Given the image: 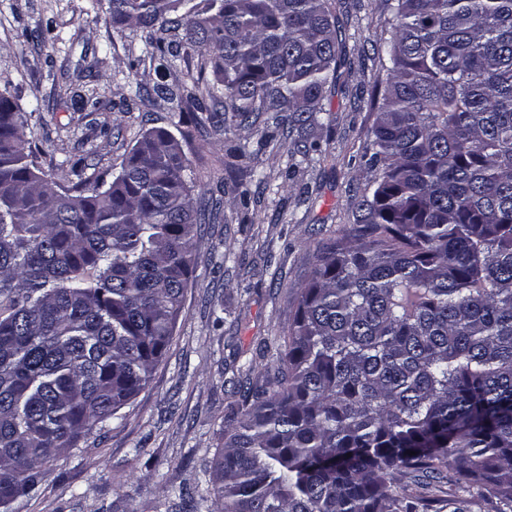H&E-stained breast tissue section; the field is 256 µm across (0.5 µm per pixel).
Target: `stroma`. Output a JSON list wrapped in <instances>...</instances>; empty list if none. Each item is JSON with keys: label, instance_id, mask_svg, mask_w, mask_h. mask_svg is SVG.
<instances>
[{"label": "stroma", "instance_id": "stroma-1", "mask_svg": "<svg viewBox=\"0 0 512 512\" xmlns=\"http://www.w3.org/2000/svg\"><path fill=\"white\" fill-rule=\"evenodd\" d=\"M336 15L354 67L328 90L329 122L313 134L324 162L289 172L288 139L258 151V126L230 123L210 144L183 142L196 179L223 197L224 216L201 227L200 259L170 347L119 419L48 462L36 492L10 512H179L182 489L199 512H212L208 469L231 392L224 360L280 343L318 247L353 224L356 192L372 177L361 155L381 76L369 58L387 15L383 0H342ZM44 27L46 40L32 38ZM196 67V58L180 59L160 76L143 32L113 24L105 0H0V88L24 116L38 165L54 171L82 162L91 176L85 191L95 188V175L117 172L147 131L179 134L175 103L153 87ZM139 87L148 98L135 99ZM76 92L98 95L100 110L78 112ZM253 168L267 188L250 180Z\"/></svg>", "mask_w": 512, "mask_h": 512}]
</instances>
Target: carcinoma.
I'll return each mask as SVG.
<instances>
[{
  "label": "carcinoma",
  "instance_id": "1",
  "mask_svg": "<svg viewBox=\"0 0 512 512\" xmlns=\"http://www.w3.org/2000/svg\"><path fill=\"white\" fill-rule=\"evenodd\" d=\"M385 2L373 179L283 345L260 348L264 379L227 405L217 512H512V0ZM107 4L159 69L201 58L156 85L191 113L182 138L261 121L259 149L286 132L290 156L320 152L308 132L345 62L332 0ZM87 180L37 166L0 90V512L146 388L198 263L206 216L170 132ZM444 480L464 496L428 493Z\"/></svg>",
  "mask_w": 512,
  "mask_h": 512
}]
</instances>
